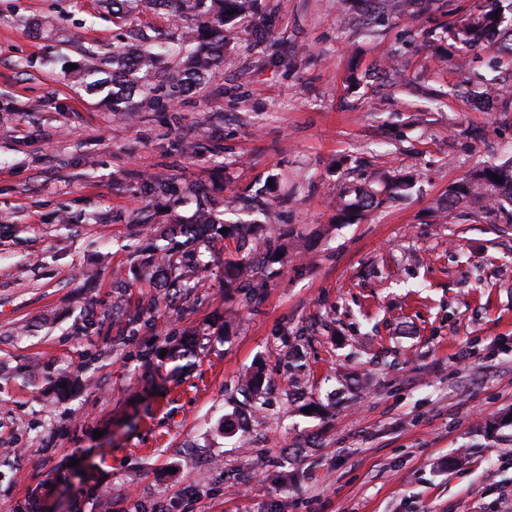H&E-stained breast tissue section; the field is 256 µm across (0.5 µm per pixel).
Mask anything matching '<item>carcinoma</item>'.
Here are the masks:
<instances>
[{
    "mask_svg": "<svg viewBox=\"0 0 512 512\" xmlns=\"http://www.w3.org/2000/svg\"><path fill=\"white\" fill-rule=\"evenodd\" d=\"M366 16L390 6L398 13H405L412 7L410 0H364ZM141 10H157L169 7L172 17L184 23L179 43L171 46L163 41L150 43L140 33L132 36V42L112 50V92L109 102L115 112H128L132 108L148 109L153 101L142 94L136 102L131 100L140 78L147 77L165 55L179 58L181 65L177 76L171 78V96L177 97L190 85L201 84L212 69L221 62L220 48L224 47V26L249 17L255 9V0H112V14L125 20L131 13L126 4ZM476 49L479 47L494 50L498 57L512 62V0H475V6L460 21L448 25V56L458 47ZM500 180H495V177ZM457 198L472 196L480 198L491 207L512 205V165L490 164L474 175L472 180L452 192ZM380 201L373 195H357L354 199L342 194L336 201V222L352 224L366 212L378 206ZM197 219L200 224L209 225L214 235L232 239L243 247L255 242V254L275 257L282 252V235L270 234L262 239L256 234L262 225L237 220L224 222L212 210L199 206ZM228 232L222 233L220 229ZM186 240L179 242L169 236H160L146 263L158 269L160 287L164 288V298L171 292L189 293L197 287L207 264L197 254V234L190 228L182 231ZM257 268L246 267L240 262L228 260L224 264V280L245 291H250L251 278ZM264 371L257 366L242 384L244 392L251 397L253 408H258L262 394Z\"/></svg>",
    "mask_w": 512,
    "mask_h": 512,
    "instance_id": "1",
    "label": "carcinoma"
}]
</instances>
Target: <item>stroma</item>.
<instances>
[{
    "label": "stroma",
    "instance_id": "obj_1",
    "mask_svg": "<svg viewBox=\"0 0 512 512\" xmlns=\"http://www.w3.org/2000/svg\"><path fill=\"white\" fill-rule=\"evenodd\" d=\"M472 3L369 24L353 0H256L201 87L168 98L170 56L155 109L115 112L81 72L171 17L0 0V512H512V215L448 201L512 162V100L451 91L512 65L436 57ZM387 177L413 187L337 223ZM255 192L288 197L290 234L250 305L219 239L198 301L113 319L155 293L157 235ZM343 193L336 201V221L340 224H352L361 219L366 212L377 207L382 201H378L374 195H356L353 200L346 199Z\"/></svg>",
    "mask_w": 512,
    "mask_h": 512
}]
</instances>
